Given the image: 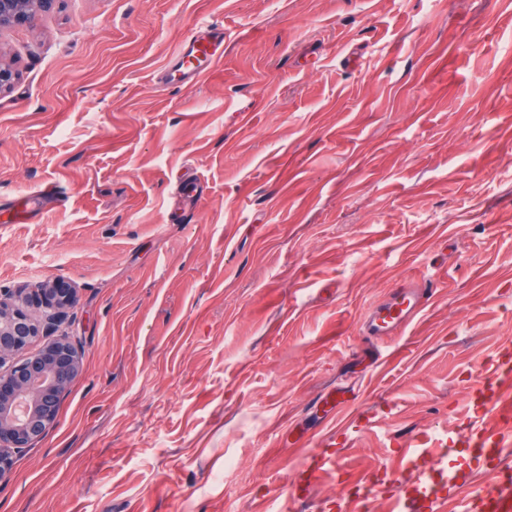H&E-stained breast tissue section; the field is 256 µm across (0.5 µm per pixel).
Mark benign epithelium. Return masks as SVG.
Here are the masks:
<instances>
[{
  "label": "benign epithelium",
  "mask_w": 512,
  "mask_h": 512,
  "mask_svg": "<svg viewBox=\"0 0 512 512\" xmlns=\"http://www.w3.org/2000/svg\"><path fill=\"white\" fill-rule=\"evenodd\" d=\"M55 0H0V31L30 25ZM75 305L59 282L0 292V480L9 475L13 454L40 439L54 424L62 393L81 371L77 340L60 332ZM38 336L53 341L1 370L4 362ZM25 403L22 417L15 408Z\"/></svg>",
  "instance_id": "benign-epithelium-1"
}]
</instances>
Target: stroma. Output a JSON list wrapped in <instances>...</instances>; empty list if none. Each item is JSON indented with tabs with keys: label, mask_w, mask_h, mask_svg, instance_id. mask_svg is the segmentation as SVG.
Wrapping results in <instances>:
<instances>
[{
	"label": "stroma",
	"mask_w": 512,
	"mask_h": 512,
	"mask_svg": "<svg viewBox=\"0 0 512 512\" xmlns=\"http://www.w3.org/2000/svg\"><path fill=\"white\" fill-rule=\"evenodd\" d=\"M207 20L221 66L156 85ZM0 62V289L66 283L82 357L0 512H285L342 364L325 512L409 439L432 491L491 488L489 439L452 435L512 350V0H56ZM408 277L431 304L349 363ZM324 390H327L328 395H334L336 393V401L330 405L327 415L321 422L320 431H323L328 424L338 421L340 417L354 405L355 397L347 396L348 387L343 385L341 380L336 377V381L330 382Z\"/></svg>",
	"instance_id": "35a3bbf8"
}]
</instances>
